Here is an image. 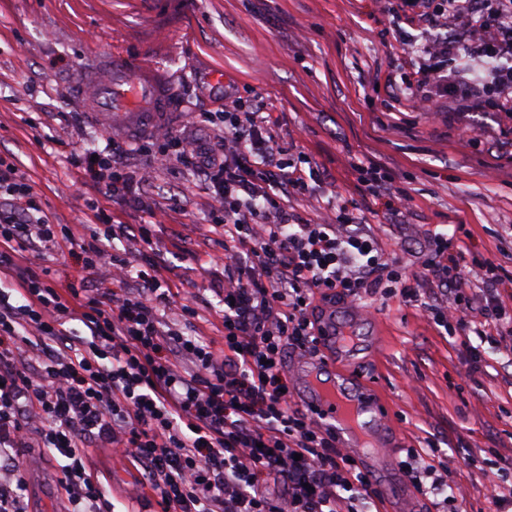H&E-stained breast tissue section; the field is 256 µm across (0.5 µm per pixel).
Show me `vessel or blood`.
I'll use <instances>...</instances> for the list:
<instances>
[{
  "label": "vessel or blood",
  "instance_id": "b4317fda",
  "mask_svg": "<svg viewBox=\"0 0 512 512\" xmlns=\"http://www.w3.org/2000/svg\"><path fill=\"white\" fill-rule=\"evenodd\" d=\"M89 114L108 132L138 139L162 124L172 107L169 80L148 66H133L125 56L107 57L102 72L82 76ZM321 345L351 357L356 343L346 332L328 330ZM327 367L316 359L303 361L299 373L303 401L331 425L342 445L362 459L372 475L384 472L392 447L390 423L372 399L355 390L345 377H331L320 386Z\"/></svg>",
  "mask_w": 512,
  "mask_h": 512
}]
</instances>
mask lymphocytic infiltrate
<instances>
[{"mask_svg": "<svg viewBox=\"0 0 512 512\" xmlns=\"http://www.w3.org/2000/svg\"><path fill=\"white\" fill-rule=\"evenodd\" d=\"M402 3L438 33L409 80H388L395 102L428 118L446 95L457 111L512 119V0ZM220 116L224 131L206 161L175 143L209 185L224 231L218 342L167 326L162 313L175 292L163 287L161 267L132 269L130 258L151 243L149 225H113L120 254L99 240L81 244L73 283L51 286L41 260L75 236L0 161V193L9 197L0 204V512H27L14 458L22 448L62 460L68 512H113L88 465L93 443L143 469L161 512H356L355 501L377 495L370 478L333 428L294 405L283 371L286 347L318 351L317 301L366 292L413 301L425 290L433 320L463 335L471 361L489 335L512 338L508 280L494 259L467 251L460 236L433 233L420 270L402 272L346 205L314 221L289 210L287 197L311 194L310 178L285 162L260 111L228 98ZM84 171L106 194L148 207L142 174L98 161ZM357 172L363 197L405 223L411 195L391 192L380 168ZM93 275L106 286L91 295ZM74 321L83 332H72Z\"/></svg>", "mask_w": 512, "mask_h": 512, "instance_id": "f902f5d3", "label": "lymphocytic infiltrate"}]
</instances>
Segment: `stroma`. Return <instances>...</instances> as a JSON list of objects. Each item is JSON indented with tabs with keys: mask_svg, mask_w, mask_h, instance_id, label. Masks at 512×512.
Instances as JSON below:
<instances>
[{
	"mask_svg": "<svg viewBox=\"0 0 512 512\" xmlns=\"http://www.w3.org/2000/svg\"><path fill=\"white\" fill-rule=\"evenodd\" d=\"M428 27L409 23L387 0H0V158L12 162L37 205L79 238L107 233L108 222L148 224L182 306L199 313L185 334L220 338L216 308L224 281L222 233L207 231L211 192L177 160L150 164L163 149L158 133L125 141L127 167L152 189V210L90 185L75 159L107 151L113 138L85 114L70 84L103 56L119 52L164 72L175 117L164 131L206 153L218 132L203 122L225 96L243 106L263 100L271 132L287 159L306 154L320 177L309 198L289 204L317 219L338 198L354 208L382 249L406 273L418 269L422 233L468 225L471 250L498 259L512 278V123L500 113L454 112L447 100L426 119L391 112L382 86L389 67L408 68ZM478 131L460 142L461 126ZM386 170L413 197L408 224L389 223L382 202L364 201L355 163ZM337 326L362 336L355 371L372 383L397 444L378 498L360 512H496L486 475L512 487V352L483 344L479 370L461 336L437 327L423 301L363 295L356 305L320 302ZM437 450L448 462L446 494H420L403 461ZM28 512H66L58 464L25 449ZM89 467L117 512H143L131 492L143 470L111 449L92 447Z\"/></svg>",
	"mask_w": 512,
	"mask_h": 512,
	"instance_id": "1",
	"label": "stroma"
}]
</instances>
